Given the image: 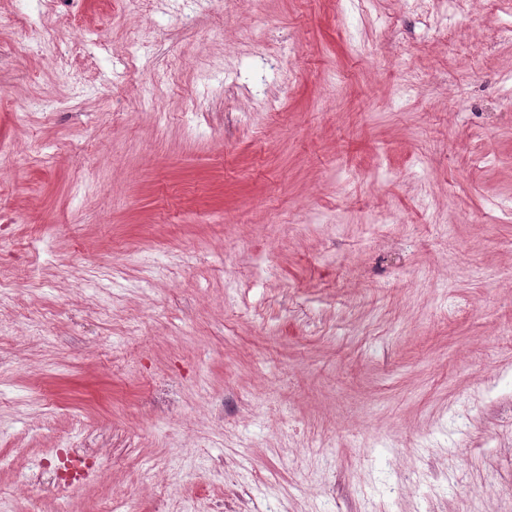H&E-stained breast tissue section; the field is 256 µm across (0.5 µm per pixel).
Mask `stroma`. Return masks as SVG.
<instances>
[{
	"mask_svg": "<svg viewBox=\"0 0 512 512\" xmlns=\"http://www.w3.org/2000/svg\"><path fill=\"white\" fill-rule=\"evenodd\" d=\"M428 3L0 0V512H512V0Z\"/></svg>",
	"mask_w": 512,
	"mask_h": 512,
	"instance_id": "obj_1",
	"label": "stroma"
}]
</instances>
